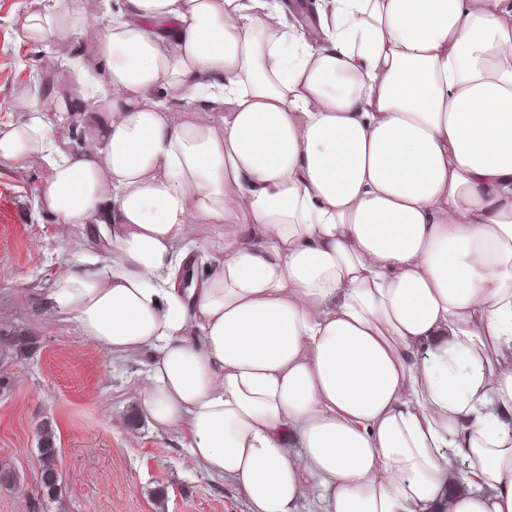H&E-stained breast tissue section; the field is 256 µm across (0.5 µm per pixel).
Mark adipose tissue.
Instances as JSON below:
<instances>
[{
	"label": "adipose tissue",
	"instance_id": "ef3b65f1",
	"mask_svg": "<svg viewBox=\"0 0 512 512\" xmlns=\"http://www.w3.org/2000/svg\"><path fill=\"white\" fill-rule=\"evenodd\" d=\"M306 12L318 38L279 0L20 19L91 44L110 88L86 113L72 77L0 129L102 244L42 303L144 358L141 413L249 512H512V0ZM158 89L226 112L174 120Z\"/></svg>",
	"mask_w": 512,
	"mask_h": 512
}]
</instances>
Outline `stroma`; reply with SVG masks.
<instances>
[{
  "label": "stroma",
  "mask_w": 512,
  "mask_h": 512,
  "mask_svg": "<svg viewBox=\"0 0 512 512\" xmlns=\"http://www.w3.org/2000/svg\"><path fill=\"white\" fill-rule=\"evenodd\" d=\"M44 7L101 19L97 0H0L1 129L23 118L34 91L65 88L70 66L91 60L87 43L24 40L17 18ZM47 175L36 157L0 161V202L20 215L16 224L0 221V337L34 339L25 357L0 363L8 382L0 389V462L15 476L0 487V512H247L237 488L188 464L180 436L155 430L139 414L141 361L112 359L42 307L62 249L92 243L79 224L56 239L53 217L34 203ZM46 422L56 435L63 494L45 504L38 448Z\"/></svg>",
  "instance_id": "1"
}]
</instances>
